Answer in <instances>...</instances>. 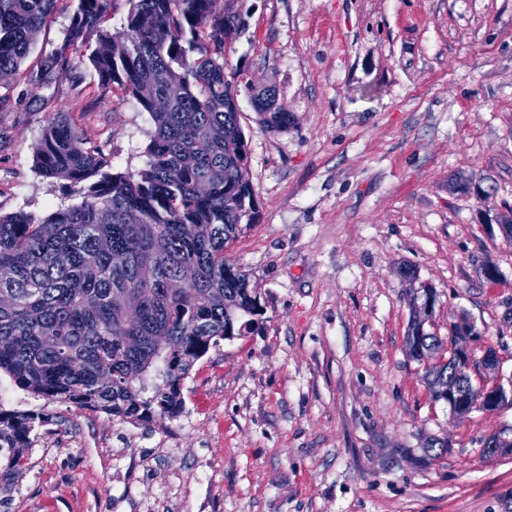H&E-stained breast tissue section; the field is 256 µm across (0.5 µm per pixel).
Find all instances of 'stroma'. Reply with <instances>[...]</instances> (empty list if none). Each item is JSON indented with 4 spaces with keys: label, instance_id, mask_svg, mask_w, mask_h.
<instances>
[{
    "label": "stroma",
    "instance_id": "stroma-1",
    "mask_svg": "<svg viewBox=\"0 0 512 512\" xmlns=\"http://www.w3.org/2000/svg\"><path fill=\"white\" fill-rule=\"evenodd\" d=\"M224 72L276 85L288 131L238 105L260 220L229 260L263 322L183 383L176 418L125 429L35 399L40 428L0 512H512V455L484 442L512 406L433 402L405 352L408 289L436 293L432 332L461 318L512 377V0H245ZM0 87V214L43 217L62 181L34 170L67 113L121 171L152 128L86 66L48 104ZM497 265V282L480 272ZM111 448H103V441Z\"/></svg>",
    "mask_w": 512,
    "mask_h": 512
}]
</instances>
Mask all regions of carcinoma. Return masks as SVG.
Wrapping results in <instances>:
<instances>
[{"instance_id":"1","label":"carcinoma","mask_w":512,"mask_h":512,"mask_svg":"<svg viewBox=\"0 0 512 512\" xmlns=\"http://www.w3.org/2000/svg\"><path fill=\"white\" fill-rule=\"evenodd\" d=\"M60 0H0V74L29 92L82 64L98 90L118 87L153 122L145 167L114 170L112 154L60 114L35 148V171L68 182L79 202L40 218L0 215V373L49 400L97 408L120 420L181 412L182 386L222 341L249 336L263 306L248 275L224 256L260 219L249 153L224 75V41L244 35L243 0H129L122 34L109 28L114 0H73L62 44L26 65ZM250 93L267 133L293 116L274 85ZM436 293L409 294L407 357L422 365L435 402L465 415L512 406V381H498L489 348L466 347L481 333L469 319L449 342L427 330ZM40 416L0 412V481L24 463ZM485 448L512 454L501 432Z\"/></svg>"}]
</instances>
